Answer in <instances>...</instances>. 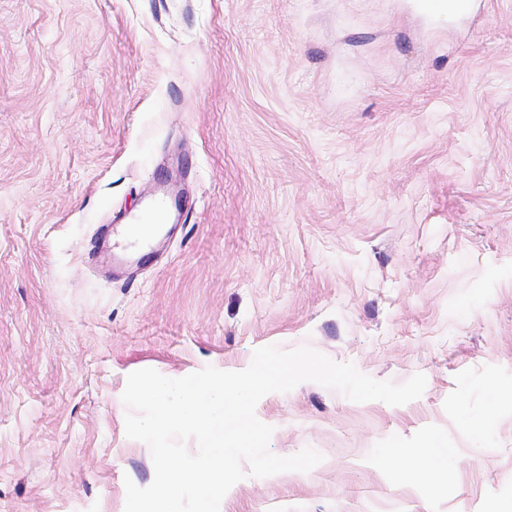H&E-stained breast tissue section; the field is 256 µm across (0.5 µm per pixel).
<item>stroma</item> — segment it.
<instances>
[{
  "instance_id": "1",
  "label": "stroma",
  "mask_w": 512,
  "mask_h": 512,
  "mask_svg": "<svg viewBox=\"0 0 512 512\" xmlns=\"http://www.w3.org/2000/svg\"><path fill=\"white\" fill-rule=\"evenodd\" d=\"M158 198L108 275L101 225ZM269 345L426 389L266 395L270 451L323 460L220 512L512 506V0H0V512H125L128 375Z\"/></svg>"
}]
</instances>
